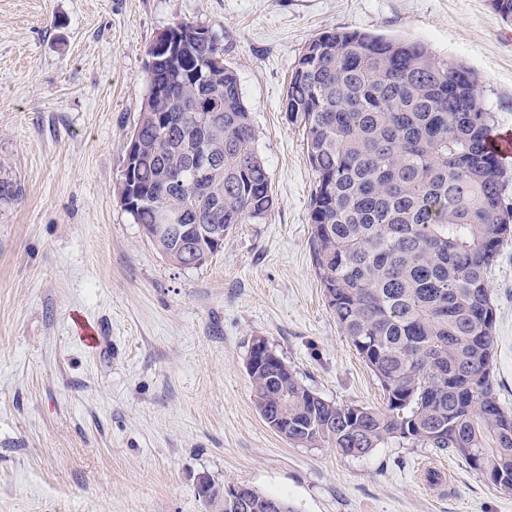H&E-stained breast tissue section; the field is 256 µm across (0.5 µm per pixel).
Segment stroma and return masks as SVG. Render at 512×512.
Returning <instances> with one entry per match:
<instances>
[{"instance_id": "35a3bbf8", "label": "stroma", "mask_w": 512, "mask_h": 512, "mask_svg": "<svg viewBox=\"0 0 512 512\" xmlns=\"http://www.w3.org/2000/svg\"><path fill=\"white\" fill-rule=\"evenodd\" d=\"M182 20L222 37L275 198L189 269L114 194L147 49ZM341 27L463 61L512 132V22L491 0H0V178L23 190L0 202V512H209L203 472L296 512H512V490L455 454L397 438L360 458L298 447L256 410L257 336L322 398L384 402L316 276L314 174L282 110L301 48ZM488 280L492 375L512 412V237Z\"/></svg>"}]
</instances>
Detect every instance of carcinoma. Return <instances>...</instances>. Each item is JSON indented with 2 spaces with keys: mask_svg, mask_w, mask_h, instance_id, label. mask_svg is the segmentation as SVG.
I'll use <instances>...</instances> for the list:
<instances>
[{
  "mask_svg": "<svg viewBox=\"0 0 512 512\" xmlns=\"http://www.w3.org/2000/svg\"><path fill=\"white\" fill-rule=\"evenodd\" d=\"M155 53L147 92L115 194L173 265L199 268L238 224L275 206L266 162L235 71L213 28L177 23ZM465 64L416 40L358 29L322 32L299 53L283 102L301 129L315 176L309 224L313 263L343 334L378 379L383 408L338 406L303 385L276 352L246 363L255 406L297 447L326 444L363 457L390 438L460 455L512 490V414L491 365L495 306L487 274L512 235L502 161L487 150L492 113ZM216 162L196 197L187 147ZM182 214L180 229L161 222ZM210 512H294L243 485L228 509L217 483Z\"/></svg>",
  "mask_w": 512,
  "mask_h": 512,
  "instance_id": "cac0c4a2",
  "label": "carcinoma"
}]
</instances>
